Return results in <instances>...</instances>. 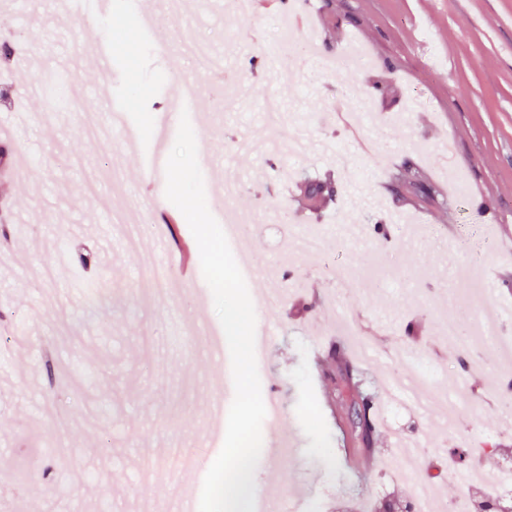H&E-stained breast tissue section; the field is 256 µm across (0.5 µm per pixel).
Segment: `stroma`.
<instances>
[{
  "mask_svg": "<svg viewBox=\"0 0 512 512\" xmlns=\"http://www.w3.org/2000/svg\"><path fill=\"white\" fill-rule=\"evenodd\" d=\"M170 24L168 50L156 52L123 18L88 28L83 17L54 19L56 0H0V44L24 49L22 79L0 68V95L19 81L38 87L28 97V121L0 155L16 167L0 176V225L20 221L23 234L0 238V512H174L180 460L206 453V394L223 389L224 373L203 357L205 328L218 324L212 294L196 300L185 284L167 282L161 299H147L141 250L127 246L123 226L139 228L169 249L195 245L173 204L145 208L142 149L127 145L104 117L125 102L131 124L151 120L166 84L195 82L202 90L191 126L198 151L212 153L243 187L235 215L251 226L237 251L256 255L249 291L284 288L288 299L263 312L273 336L259 368L263 398L279 402L274 432L294 445L275 478L256 471L274 504L310 503L321 512H374L410 493L381 469L390 437L427 434L420 470L428 488L455 501L463 489L442 475L472 438L487 447L489 465L512 457V429L495 408L512 379L495 351L473 355L481 378L461 372L441 327L449 293L467 296L488 280L475 313L512 300V0H300L299 30L307 52L271 57L280 10L256 13L250 0H223L220 15L199 0H152ZM210 40L224 62L222 100L209 93L213 75L183 46L185 31ZM113 40L111 72L91 64L90 47ZM69 54L74 65L61 70ZM286 111L281 131L263 118L268 98ZM331 179L336 193L318 212L299 196L301 183ZM423 182L430 197L417 195ZM500 224L484 221L485 209ZM390 223L389 239L369 227ZM99 262V289L85 288L77 253ZM349 268L336 283L322 274L326 259ZM348 316L383 328L375 346L398 355L414 349L411 329L426 327L416 349L426 390L485 388V405L458 415L456 433L436 431L430 418L402 407L379 421L359 471L342 448L350 432L337 422L353 395L383 404L388 365L360 354L356 337L336 327V303ZM54 352L46 371L34 348ZM340 349L353 360V384L337 379L328 358ZM46 454L50 475L30 465Z\"/></svg>",
  "mask_w": 512,
  "mask_h": 512,
  "instance_id": "stroma-1",
  "label": "stroma"
}]
</instances>
